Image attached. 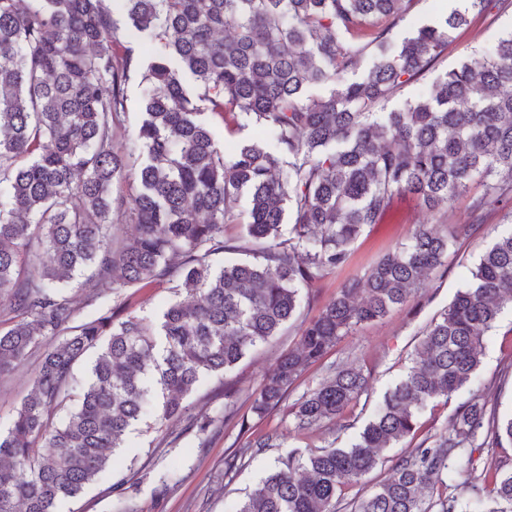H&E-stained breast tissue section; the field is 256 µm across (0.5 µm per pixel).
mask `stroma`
Listing matches in <instances>:
<instances>
[{"label":"stroma","mask_w":512,"mask_h":512,"mask_svg":"<svg viewBox=\"0 0 512 512\" xmlns=\"http://www.w3.org/2000/svg\"><path fill=\"white\" fill-rule=\"evenodd\" d=\"M458 6V0H413L409 13L393 30L394 42H401L417 27L432 23ZM511 32L512 4L474 15L470 26L451 33L436 65L385 102L384 111L399 110L405 101L427 92L446 72L489 52L500 38ZM468 204V197L463 196L431 216L411 197L395 198L388 219L364 229L352 247L347 265L318 282L312 302L302 310L304 318L317 316L345 283L362 276L385 252L407 242L416 225L461 222L466 217ZM485 222V230L477 237L451 247L447 266L432 273L422 290L404 306L393 309L381 321L356 327L336 347L328 350L321 361L310 366L276 410L260 418L252 415L250 405L278 357L298 343V328L292 323L268 344L247 355L227 375L205 378L198 390L186 398L189 415L205 411L220 419L207 443H199L191 434L173 438L170 426L161 423L156 415H148L128 430L122 448L112 457L108 473L86 486L77 497L62 503L60 512H121L127 505L135 507L137 512H236L242 500L288 453L305 457L354 442L385 393L408 371L426 328L465 286L469 270L479 255L497 235L512 228V209L506 207L491 212ZM184 297L182 289L164 282L151 288L124 289L120 299L135 315L153 324L170 303ZM40 359V353H33L15 370L0 377L1 432L8 431L17 408L30 392ZM352 364L362 366L370 374L368 388L357 403L335 421L297 429L292 413L294 403L336 369ZM478 378L489 406L502 414L512 411L510 308L502 311L494 328L483 338ZM227 380L236 386L234 402L239 413L238 419L228 422L223 419L224 400L216 395ZM467 397V392L463 391L451 401L430 403L419 416L415 437L384 449L373 470L359 481L343 485L342 506H349L368 493L418 440L451 431L453 412ZM244 420L254 431L282 435L284 443L278 448L253 449L236 469L225 471V456L243 440L240 423ZM163 480L168 482L170 491L159 498L154 489Z\"/></svg>","instance_id":"35a3bbf8"}]
</instances>
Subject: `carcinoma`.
Returning <instances> with one entry per match:
<instances>
[{"instance_id": "cac0c4a2", "label": "carcinoma", "mask_w": 512, "mask_h": 512, "mask_svg": "<svg viewBox=\"0 0 512 512\" xmlns=\"http://www.w3.org/2000/svg\"><path fill=\"white\" fill-rule=\"evenodd\" d=\"M105 2L0 0V376L42 352L30 393L0 434V512H59L155 409L206 442L214 420L186 417L184 399L300 316V290L346 265L394 196L411 194L435 213L482 184L465 221L416 225L408 243L300 321L298 344L254 394V414L280 406L328 349L406 304L447 264L452 243L478 236L490 212L512 206V33L402 111H378L437 62L469 12H488L494 0H461L391 50L413 0H125L133 26L159 43L147 63L137 44L120 40ZM372 44L383 52L348 79ZM135 74L145 84L143 120L125 150L113 133ZM312 85L327 94L305 98ZM206 113L253 121L279 155L260 141L226 154ZM115 215L135 224L132 236L114 240ZM241 215L244 246L224 238V225ZM286 217L291 237L283 240ZM246 250L253 260L217 271L209 264ZM76 276L85 277L87 306L174 280L188 299L170 304L155 326L123 303L80 322L66 291ZM507 303L512 230L479 256L356 441L288 455L238 512H339L343 483L415 436L429 402L475 383L483 336ZM90 352L79 384L74 367ZM368 384L361 367L336 371L295 404L298 427L343 416ZM75 389L76 407L55 421ZM246 427L241 421L246 440L225 461L230 468L252 448L276 446V435ZM505 440L512 444V414L487 411L472 391L452 430L423 439L352 512H462L459 497L445 493L448 478L469 492L471 512H512V468L492 462L475 475L468 458L475 446Z\"/></svg>"}]
</instances>
